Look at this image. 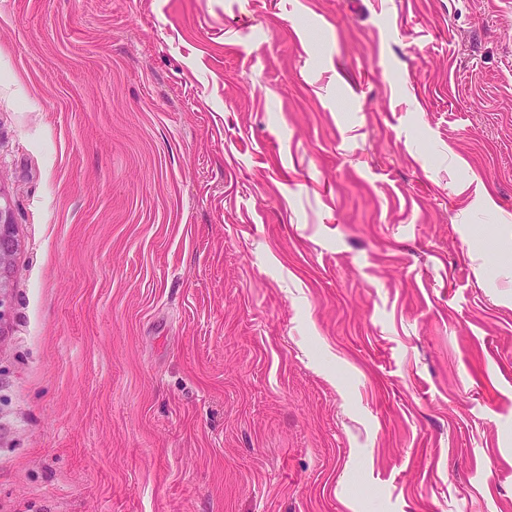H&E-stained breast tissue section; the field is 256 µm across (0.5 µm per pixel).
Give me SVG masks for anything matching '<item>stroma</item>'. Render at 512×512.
Here are the masks:
<instances>
[{
    "instance_id": "obj_1",
    "label": "stroma",
    "mask_w": 512,
    "mask_h": 512,
    "mask_svg": "<svg viewBox=\"0 0 512 512\" xmlns=\"http://www.w3.org/2000/svg\"><path fill=\"white\" fill-rule=\"evenodd\" d=\"M0 512H512V0H0ZM16 247L14 224L11 221L10 212L0 204V324L9 313V278Z\"/></svg>"
}]
</instances>
